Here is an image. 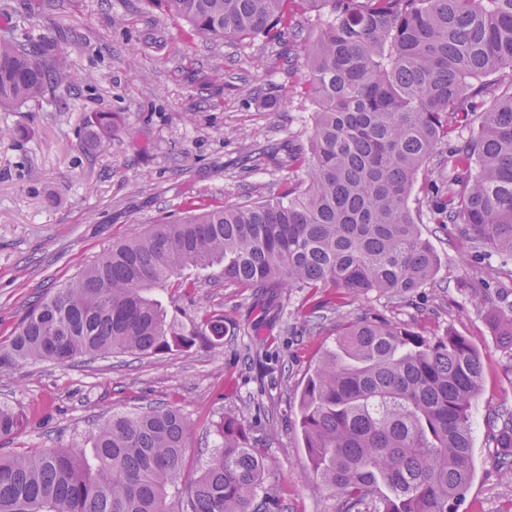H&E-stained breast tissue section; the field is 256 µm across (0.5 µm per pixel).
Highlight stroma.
<instances>
[{"instance_id":"obj_1","label":"stroma","mask_w":512,"mask_h":512,"mask_svg":"<svg viewBox=\"0 0 512 512\" xmlns=\"http://www.w3.org/2000/svg\"><path fill=\"white\" fill-rule=\"evenodd\" d=\"M123 18L112 23L113 15ZM28 31L68 52L76 84L56 87L42 109L0 111L15 143L0 147V344L34 301L74 278L112 243L131 239L189 207L234 206L281 194L287 168L263 154L307 144L316 110L292 95L304 79L305 30L288 61L283 48L249 38L189 42L187 26L147 0H0V36ZM119 118L105 150L76 146L81 117ZM440 264L407 299L340 290H257L218 270L185 272L190 293L162 292L170 317L224 316V349L133 358L25 362L0 377V403L27 422L0 437V453L41 448L89 452L104 415L133 405H176L193 427L179 486L198 476L225 416L245 415L263 446L267 486L288 512H336L337 498L310 470L287 407L296 405L340 321L374 311L426 336L453 332L484 367L472 408L473 480L456 512H512V478L496 468L493 415L512 409V344L492 327L512 311V274L495 256L476 261L455 228L422 224ZM493 288H484V281ZM315 313L314 325L303 314Z\"/></svg>"}]
</instances>
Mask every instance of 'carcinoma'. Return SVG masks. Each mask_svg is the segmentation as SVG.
Instances as JSON below:
<instances>
[{"label":"carcinoma","mask_w":512,"mask_h":512,"mask_svg":"<svg viewBox=\"0 0 512 512\" xmlns=\"http://www.w3.org/2000/svg\"><path fill=\"white\" fill-rule=\"evenodd\" d=\"M208 43L298 37L321 25L304 58L316 104L308 151L285 160L276 199L192 210L112 245L38 300L0 348V376L28 361L102 354L156 356L224 347V315L190 326L151 296L184 271L220 267L239 288L341 289L405 298L434 277L438 256L409 205L433 158L427 220L453 225L475 257L512 261V0H148ZM72 77L67 56L25 34L0 37V107L34 108ZM492 96L482 111L479 102ZM479 114L478 128L459 130ZM116 119L88 112L78 146L110 143ZM301 390L297 418L313 476L338 512H453L474 476L471 409L483 365L472 342L424 336L374 313L346 321ZM23 422L0 404V435ZM190 424L172 405L114 412L91 457L46 448L0 454V512H281L265 487L263 451L226 417L194 486L180 477ZM495 456L512 473V411Z\"/></svg>","instance_id":"1"}]
</instances>
